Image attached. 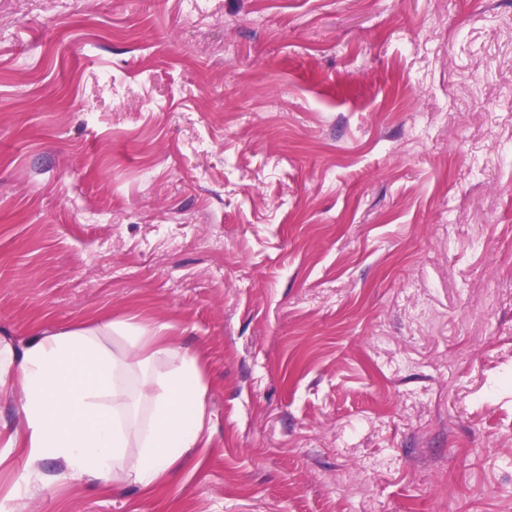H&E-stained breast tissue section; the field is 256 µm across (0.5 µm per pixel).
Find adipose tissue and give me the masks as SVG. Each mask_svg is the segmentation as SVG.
Returning <instances> with one entry per match:
<instances>
[{"label": "adipose tissue", "mask_w": 512, "mask_h": 512, "mask_svg": "<svg viewBox=\"0 0 512 512\" xmlns=\"http://www.w3.org/2000/svg\"><path fill=\"white\" fill-rule=\"evenodd\" d=\"M114 335L130 340L131 349H114ZM161 361L166 372H149ZM7 386L19 392L24 413L9 447L34 464L52 457L72 475L97 479L115 469L153 490L202 439L200 359L146 325L111 321L6 349L0 389ZM129 448L137 451L131 460Z\"/></svg>", "instance_id": "adipose-tissue-1"}]
</instances>
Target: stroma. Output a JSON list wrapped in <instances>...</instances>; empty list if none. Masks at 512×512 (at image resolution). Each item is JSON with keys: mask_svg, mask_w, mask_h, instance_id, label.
<instances>
[{"mask_svg": "<svg viewBox=\"0 0 512 512\" xmlns=\"http://www.w3.org/2000/svg\"><path fill=\"white\" fill-rule=\"evenodd\" d=\"M131 318L201 447L0 512H512V0H0V343Z\"/></svg>", "mask_w": 512, "mask_h": 512, "instance_id": "1", "label": "stroma"}]
</instances>
